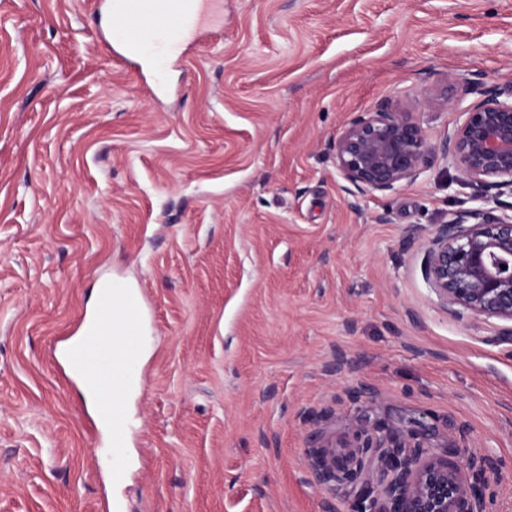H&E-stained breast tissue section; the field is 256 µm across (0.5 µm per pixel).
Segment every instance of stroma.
I'll return each instance as SVG.
<instances>
[{
    "mask_svg": "<svg viewBox=\"0 0 512 512\" xmlns=\"http://www.w3.org/2000/svg\"><path fill=\"white\" fill-rule=\"evenodd\" d=\"M107 3L0 0V512H341L306 449L418 428L501 463L512 512V323L424 272L484 192L434 153L361 196L330 148L385 100L439 144L452 75L511 89L512 0H222L158 97ZM104 278L145 317L119 482L56 347Z\"/></svg>",
    "mask_w": 512,
    "mask_h": 512,
    "instance_id": "35a3bbf8",
    "label": "stroma"
}]
</instances>
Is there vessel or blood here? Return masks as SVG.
Instances as JSON below:
<instances>
[{
  "mask_svg": "<svg viewBox=\"0 0 512 512\" xmlns=\"http://www.w3.org/2000/svg\"><path fill=\"white\" fill-rule=\"evenodd\" d=\"M206 0H112L108 43L128 63L151 60L164 70L184 39L196 36ZM148 20V28L137 23ZM79 337L66 347V360L77 370L84 385L98 392L103 413L119 412L112 401V384L127 381L138 365V352L126 326L112 321V306L104 304L78 327ZM123 347L120 360H113L112 343Z\"/></svg>",
  "mask_w": 512,
  "mask_h": 512,
  "instance_id": "obj_1",
  "label": "vessel or blood"
}]
</instances>
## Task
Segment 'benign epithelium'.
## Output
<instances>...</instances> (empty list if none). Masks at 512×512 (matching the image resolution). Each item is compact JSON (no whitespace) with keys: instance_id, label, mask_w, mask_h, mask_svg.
Here are the masks:
<instances>
[{"instance_id":"7a95c632","label":"benign epithelium","mask_w":512,"mask_h":512,"mask_svg":"<svg viewBox=\"0 0 512 512\" xmlns=\"http://www.w3.org/2000/svg\"><path fill=\"white\" fill-rule=\"evenodd\" d=\"M478 98H449L458 119L435 146L411 113L392 102L348 119L331 144L336 169L363 195L385 194L416 179L438 150L470 182L512 194V91L448 77ZM427 278L444 308L460 307L476 319L512 322V214L495 208L453 213L427 250ZM314 482L325 491L359 487L346 512H490L502 465L467 453L463 464L433 453L417 432L331 441L307 452Z\"/></svg>"}]
</instances>
